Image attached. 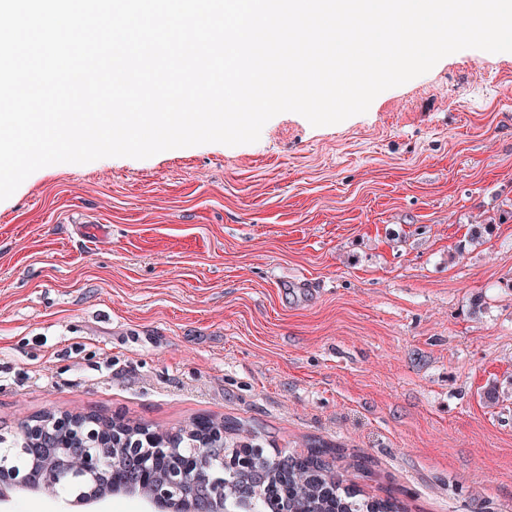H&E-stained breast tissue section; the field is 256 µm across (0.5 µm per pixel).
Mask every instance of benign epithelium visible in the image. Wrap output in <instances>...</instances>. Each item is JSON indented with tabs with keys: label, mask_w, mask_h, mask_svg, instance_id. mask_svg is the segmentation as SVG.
I'll return each mask as SVG.
<instances>
[{
	"label": "benign epithelium",
	"mask_w": 512,
	"mask_h": 512,
	"mask_svg": "<svg viewBox=\"0 0 512 512\" xmlns=\"http://www.w3.org/2000/svg\"><path fill=\"white\" fill-rule=\"evenodd\" d=\"M120 415L89 416L80 411L47 412L20 424L18 433L34 449L29 468L17 472L0 468V501L16 489H31L45 496L58 495V473L67 471L77 481L69 505L79 507L117 493L137 495L157 512H224L223 489L214 486L199 455L223 456L228 472L253 471L260 448H222L224 427L209 426L200 436L197 450L179 453V438L145 426L140 435L156 448V454L140 472L121 483L107 476V466L117 469L129 457L125 443L117 442L112 426Z\"/></svg>",
	"instance_id": "obj_1"
}]
</instances>
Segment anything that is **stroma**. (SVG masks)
Listing matches in <instances>:
<instances>
[{"label":"stroma","mask_w":512,"mask_h":512,"mask_svg":"<svg viewBox=\"0 0 512 512\" xmlns=\"http://www.w3.org/2000/svg\"><path fill=\"white\" fill-rule=\"evenodd\" d=\"M73 409L230 417L270 457L341 445L407 512H512V52L32 173L0 201V435Z\"/></svg>","instance_id":"obj_1"}]
</instances>
